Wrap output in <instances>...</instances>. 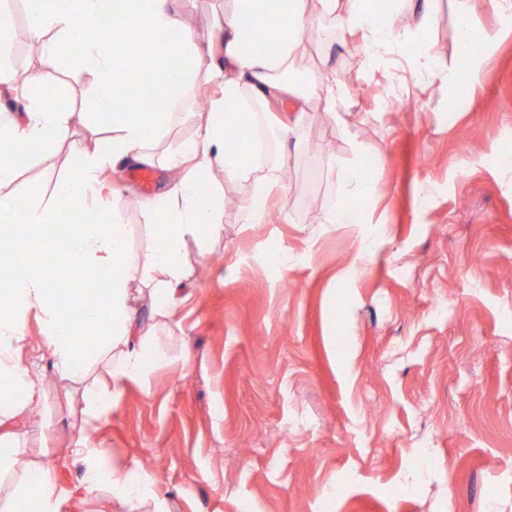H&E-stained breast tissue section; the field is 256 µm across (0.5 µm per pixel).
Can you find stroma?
Instances as JSON below:
<instances>
[{
  "label": "stroma",
  "mask_w": 512,
  "mask_h": 512,
  "mask_svg": "<svg viewBox=\"0 0 512 512\" xmlns=\"http://www.w3.org/2000/svg\"><path fill=\"white\" fill-rule=\"evenodd\" d=\"M454 0H441L427 33L449 70L460 67ZM183 18L207 40L224 0H185ZM483 5L467 99L454 86L409 75L401 50L376 74L354 38L325 20L310 46L314 69H336L348 94L337 121L322 108L282 112L296 133L274 164L295 176L273 192L267 220L248 224L253 180L212 189L224 235L200 255L188 242L190 277L178 302L154 315L150 347L166 358L101 396L108 415L89 421L83 394L105 377L44 391L20 428V446L52 466L73 497L64 512H151L109 488L82 492L81 439L109 448L134 475L148 474L168 512H512V27ZM13 41L0 64L39 65L22 32L19 0H0ZM196 119L146 136L156 162L150 186L129 166L102 178L121 191L127 237L148 252L153 226L142 203L166 189L168 157L195 137ZM374 149L377 180L359 224H327L344 196L353 147ZM496 153L501 163L486 164ZM286 255L283 286L266 272Z\"/></svg>",
  "instance_id": "obj_1"
}]
</instances>
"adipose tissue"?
<instances>
[{"label": "adipose tissue", "mask_w": 512, "mask_h": 512, "mask_svg": "<svg viewBox=\"0 0 512 512\" xmlns=\"http://www.w3.org/2000/svg\"><path fill=\"white\" fill-rule=\"evenodd\" d=\"M403 1L416 12L420 30H427L439 0H226L224 21L204 46L185 26L179 0H76L71 10L61 8L59 0H22L25 37L37 49L40 66L20 73L0 65V112L9 114L0 122V298L8 302L0 308V377L23 388L26 400L16 405L1 399L0 425L37 409L43 399L32 365L20 358L29 312L40 316L42 344L63 376L78 377L88 361L101 357L113 383L146 374L152 328L137 319L141 293L131 288V278L143 275L153 298L176 303V290L189 275L182 260L187 241L205 245L224 232V206L204 190L214 172H223L228 182L260 172V184L246 206L251 224L265 223V201L281 186L279 168L262 164L257 149H229L231 132L259 102L303 112L315 101L335 113L346 98L343 82L338 72L307 70L306 28L337 19L343 31L359 37L361 63L371 70L407 37L393 20ZM257 16L269 21L276 51L253 48L251 25ZM135 38L149 43L159 61L129 77L125 48ZM217 49L223 65L203 66ZM65 62L87 76L83 97L88 111L45 102V72ZM203 79L217 80L220 93L201 112L195 138L168 159L180 177L146 202L155 233L149 252L140 253L128 242L117 190L100 172L108 166L151 163L144 111L137 101L152 91L162 95L166 108L158 127L164 130L185 119ZM80 125L98 131L93 146L74 140ZM65 142L74 163L50 196L36 197L20 180L19 160L37 145L46 169L54 170L57 149ZM53 247L72 258L70 288L60 287L48 267L33 259L34 251ZM87 271L105 280L108 289L102 303L76 309L70 290L82 287ZM86 336L98 340L96 350L83 344ZM94 455L97 462L85 472V491L106 484L114 498L144 497L142 482L124 464L112 463L110 449H95ZM66 501L49 476L36 487L19 488L17 495L0 496V512H61Z\"/></svg>", "instance_id": "adipose-tissue-1"}]
</instances>
